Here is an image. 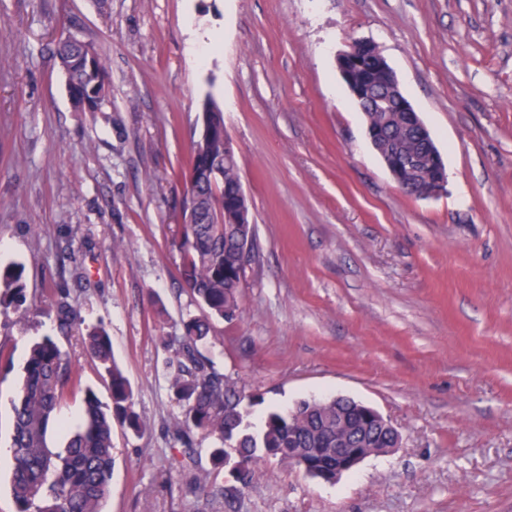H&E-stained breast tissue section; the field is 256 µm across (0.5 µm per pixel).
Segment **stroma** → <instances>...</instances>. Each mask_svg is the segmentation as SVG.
Here are the masks:
<instances>
[{
	"mask_svg": "<svg viewBox=\"0 0 512 512\" xmlns=\"http://www.w3.org/2000/svg\"><path fill=\"white\" fill-rule=\"evenodd\" d=\"M106 62L73 106L60 38ZM373 42L441 151L443 192L404 193L336 66ZM213 97L258 255L207 355L253 418L304 397L375 407L393 452L336 483L274 457L237 499L184 493L165 341L199 307L180 276V174ZM0 448L30 346L52 337L110 403L84 348L104 325L146 425L113 428L103 512H512V0H0ZM81 319L59 328L54 289ZM24 266L10 263L0 268V307L22 306L26 302V288L23 282Z\"/></svg>",
	"mask_w": 512,
	"mask_h": 512,
	"instance_id": "obj_1",
	"label": "stroma"
}]
</instances>
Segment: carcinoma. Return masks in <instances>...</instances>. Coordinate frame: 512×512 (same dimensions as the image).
I'll list each match as a JSON object with an SVG mask.
<instances>
[{"instance_id": "obj_1", "label": "carcinoma", "mask_w": 512, "mask_h": 512, "mask_svg": "<svg viewBox=\"0 0 512 512\" xmlns=\"http://www.w3.org/2000/svg\"><path fill=\"white\" fill-rule=\"evenodd\" d=\"M57 54L75 107L96 111L106 98L104 60L74 36L59 41ZM205 104L208 111L201 118L207 133L199 136L192 153L220 170L224 184L214 187L202 178L192 184L195 223L183 225L181 278L201 313L183 321V336L171 347L169 387L181 409L173 427L177 440L188 447L195 432L216 437L210 451L216 469L224 468V449H235L238 475L233 484L220 489L224 497L233 499L255 479L259 458L272 456L286 463L290 448L304 449L302 460L311 469L336 470V457L322 452L336 447V404L322 406L310 398L301 399L285 412H268L261 429L254 431L247 417L249 408L262 402L261 396L244 395L238 382L218 372L205 354L212 319L233 321L241 315L246 278L241 242L250 230L248 224L209 223L219 203H224L228 217L240 215L243 203L239 167L235 160L224 158L223 111L210 98ZM23 273L24 266L16 262L0 268V307L26 302ZM56 295L60 329L66 331L78 320V313L67 301L65 289H56ZM84 342L104 368L111 404H102L92 390H86L80 423L63 446L53 447L51 433L63 430L59 409L76 386L75 371L53 338L32 345L13 405L15 464L10 489L17 512H102L112 479L113 424L137 435L145 431L133 388L112 359L106 329L101 325L90 329ZM346 407L355 420L368 425L379 447L393 446L383 420L366 415L367 405L351 399ZM176 462L186 474L190 492L207 489L208 480L197 475L192 456L185 454Z\"/></svg>"}]
</instances>
